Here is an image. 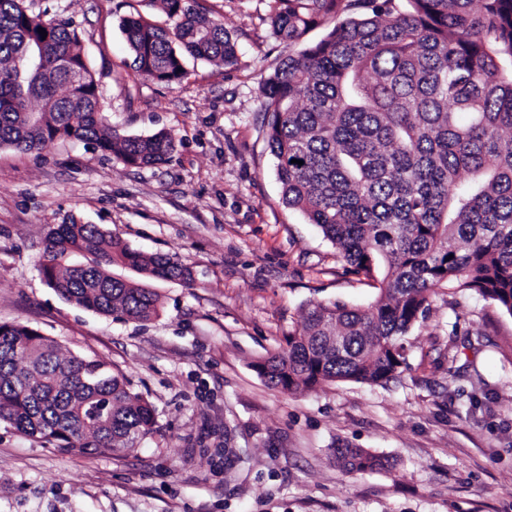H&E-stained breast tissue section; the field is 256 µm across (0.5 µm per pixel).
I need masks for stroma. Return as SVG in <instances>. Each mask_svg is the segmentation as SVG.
<instances>
[{
  "label": "stroma",
  "mask_w": 512,
  "mask_h": 512,
  "mask_svg": "<svg viewBox=\"0 0 512 512\" xmlns=\"http://www.w3.org/2000/svg\"><path fill=\"white\" fill-rule=\"evenodd\" d=\"M199 2L223 15L237 62L188 57L167 85L132 69L119 27L137 13L170 27L151 0H34L73 21L110 123L132 137L169 132L175 149L136 167L89 142L0 147V324L108 362L158 418L136 447L96 456L0 423V512H512V315L478 293L433 299L388 386L286 393L254 370L310 303L364 305L376 290L282 204L262 135L261 82L327 26L288 45L272 34L267 0ZM72 221L171 255L193 280L112 266L158 294L143 323L65 301L39 262L49 227ZM347 445L392 465L346 471L330 451Z\"/></svg>",
  "instance_id": "1"
}]
</instances>
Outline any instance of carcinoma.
Wrapping results in <instances>:
<instances>
[{"label": "carcinoma", "mask_w": 512, "mask_h": 512, "mask_svg": "<svg viewBox=\"0 0 512 512\" xmlns=\"http://www.w3.org/2000/svg\"><path fill=\"white\" fill-rule=\"evenodd\" d=\"M25 2L0 0V146L29 152L73 139L129 165L165 163L172 136L120 134L103 114L72 22L47 21ZM152 2L172 27L140 14L120 20L135 72L171 84L184 77L186 55L236 62L221 17L197 0ZM407 2L402 12L399 0H269L272 32L288 45L336 19L260 87L282 203L377 289L365 306L312 304L287 346L255 365L284 392L397 378L405 336L440 289L476 291L512 316V0ZM45 24V53L69 66L24 65ZM114 265L193 281L168 255L74 222L50 227L39 271L67 301L115 320H151L158 295L113 276ZM0 422L56 448L106 454L153 433L156 410L106 362L65 356L37 330L1 324ZM333 457L356 473L389 465L364 448H335Z\"/></svg>", "instance_id": "carcinoma-1"}]
</instances>
